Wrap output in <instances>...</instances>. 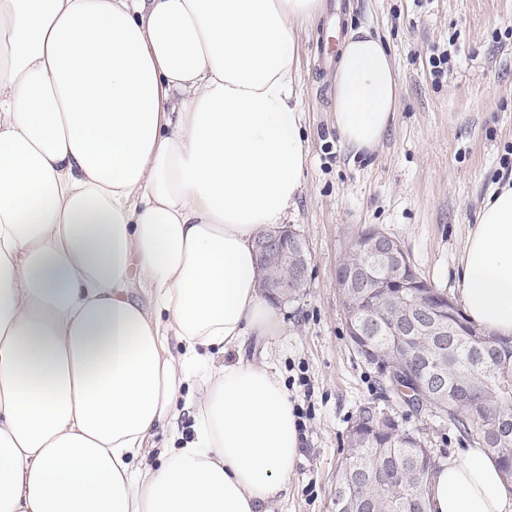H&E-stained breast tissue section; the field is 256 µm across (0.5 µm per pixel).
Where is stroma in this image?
<instances>
[{"instance_id": "1", "label": "stroma", "mask_w": 512, "mask_h": 512, "mask_svg": "<svg viewBox=\"0 0 512 512\" xmlns=\"http://www.w3.org/2000/svg\"><path fill=\"white\" fill-rule=\"evenodd\" d=\"M326 12L298 42L300 108L311 140L306 185L287 224L311 255L308 287L278 305L284 332L251 343L278 364L303 413L302 448L284 512H333L346 430L364 403L405 413L350 350L336 269L358 230L375 226L400 242L420 275L453 294L469 229L512 146V0H325ZM387 43L400 84L390 128L369 155L354 153L334 126L331 71L315 64L330 14ZM449 52L441 74L431 57ZM440 459L463 445L438 417L410 416Z\"/></svg>"}]
</instances>
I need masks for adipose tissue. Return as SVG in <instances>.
<instances>
[{"mask_svg":"<svg viewBox=\"0 0 512 512\" xmlns=\"http://www.w3.org/2000/svg\"><path fill=\"white\" fill-rule=\"evenodd\" d=\"M322 11L0 0V512H283L294 403L247 344L281 328L255 243L305 185L297 45ZM398 98L383 40L351 32L344 143L376 149ZM460 266L468 320L511 337L512 183ZM428 510L512 512V485L470 445L439 464Z\"/></svg>","mask_w":512,"mask_h":512,"instance_id":"1","label":"adipose tissue"}]
</instances>
